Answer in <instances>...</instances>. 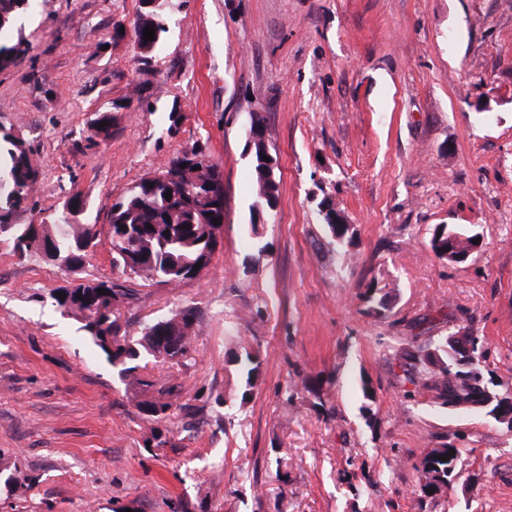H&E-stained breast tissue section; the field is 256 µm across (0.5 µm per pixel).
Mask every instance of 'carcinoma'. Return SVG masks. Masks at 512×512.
I'll return each instance as SVG.
<instances>
[{"label":"carcinoma","instance_id":"1","mask_svg":"<svg viewBox=\"0 0 512 512\" xmlns=\"http://www.w3.org/2000/svg\"><path fill=\"white\" fill-rule=\"evenodd\" d=\"M32 0H0V33L12 29L18 18L27 13ZM155 30L151 41L144 40L145 28ZM135 39L148 49L145 57L155 59L167 32L160 4L140 8L133 24ZM28 52V46L19 39L6 44L0 41V64L8 67ZM267 149L265 137L253 143V180L257 202L265 205V195H279V177H271L270 170L261 164ZM166 171L143 178L131 186L112 205L109 228L121 237L112 248V264L130 267L131 274L148 286L178 285L190 279L195 265L210 268L207 250L221 226L213 223L224 218V175L216 164L208 165L196 176L202 185L188 187L186 181L162 179ZM36 170L31 164L23 141L12 133H0V245L9 252L23 256L29 247L18 240L29 235H43L54 242L55 248L73 255V260L84 266L90 248L100 243V231L95 224H71L62 208L55 209L50 221L39 224H18L16 215L26 209L35 193ZM171 199H166L167 191ZM481 235L465 225L439 224L430 239L432 254L440 261L448 256H466L478 248L473 240ZM105 286L112 298L124 302L127 292L118 284L101 281L78 286H60L51 292L53 305L61 313L80 320L81 329L119 368L123 379L131 378L142 387L153 383L135 376L133 362L145 352L155 358L173 360L188 352L194 331L185 327L194 325L195 315L183 309L172 315L150 322L138 339L125 341V346L112 350L96 324L80 317L79 312L98 297V287ZM64 294L65 299L58 298ZM360 298L370 313L390 310L392 297L388 292L367 284ZM488 348L485 341L473 331L456 332L450 336H432L416 354L397 358L405 380L415 388L432 393V398L443 408L457 411L481 412L495 421L512 424V381H497L485 375ZM261 370L258 357L245 353L240 359V372L245 377L241 400H246L256 385ZM178 386L169 384L155 390L151 396L154 410L145 415L156 419L171 408L178 399ZM460 449L453 443H442L420 458L417 470L421 473L416 490L418 505L447 490L458 478L457 460ZM446 461H441V457Z\"/></svg>","mask_w":512,"mask_h":512}]
</instances>
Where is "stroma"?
Wrapping results in <instances>:
<instances>
[{
	"mask_svg": "<svg viewBox=\"0 0 512 512\" xmlns=\"http://www.w3.org/2000/svg\"><path fill=\"white\" fill-rule=\"evenodd\" d=\"M160 2L168 31L147 67L138 0H33L9 35L29 50L0 70V126L39 171L22 224L59 203L70 169L83 220L103 231L115 199L183 151L221 167L206 277L142 285L105 241L77 275L129 289L130 338L194 310L183 362L147 355L136 371L180 397L166 418L142 414L140 389L52 305L74 275L0 251V512H512V432L407 396L393 359L468 326L494 377L512 378V0ZM133 96L150 110L123 108ZM112 110L111 139L87 147ZM256 112L281 176L259 212L244 148ZM326 199L352 243L327 235ZM439 224L473 228L482 247L439 261ZM370 282L394 294L390 312H366ZM245 352L262 362L246 398ZM448 440L460 476L417 507L416 464Z\"/></svg>",
	"mask_w": 512,
	"mask_h": 512,
	"instance_id": "stroma-1",
	"label": "stroma"
}]
</instances>
